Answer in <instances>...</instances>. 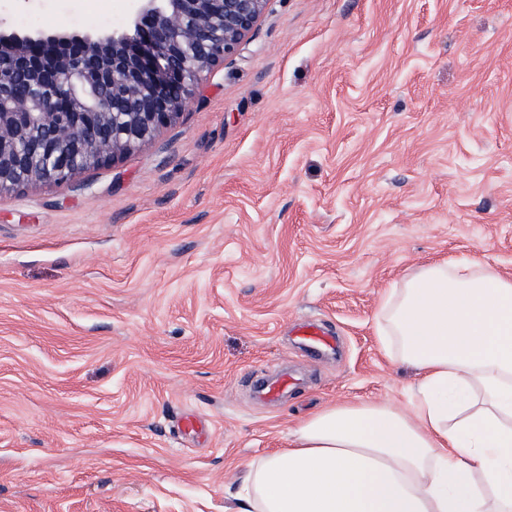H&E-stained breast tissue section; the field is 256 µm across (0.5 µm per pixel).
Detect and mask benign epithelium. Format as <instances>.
<instances>
[{
	"instance_id": "1",
	"label": "benign epithelium",
	"mask_w": 512,
	"mask_h": 512,
	"mask_svg": "<svg viewBox=\"0 0 512 512\" xmlns=\"http://www.w3.org/2000/svg\"><path fill=\"white\" fill-rule=\"evenodd\" d=\"M268 0H133L104 36L23 33L0 18V195L115 164L177 123Z\"/></svg>"
}]
</instances>
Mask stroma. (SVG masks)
<instances>
[{
  "label": "stroma",
  "mask_w": 512,
  "mask_h": 512,
  "mask_svg": "<svg viewBox=\"0 0 512 512\" xmlns=\"http://www.w3.org/2000/svg\"><path fill=\"white\" fill-rule=\"evenodd\" d=\"M130 5L0 17L101 34ZM474 257L512 277V0H269L177 124L0 196V512H238L310 414L408 406L376 315ZM280 366L296 385L256 398ZM298 333L303 337L304 343L314 350L330 348L334 342V336L329 333L319 324L307 322L302 324Z\"/></svg>",
  "instance_id": "1"
}]
</instances>
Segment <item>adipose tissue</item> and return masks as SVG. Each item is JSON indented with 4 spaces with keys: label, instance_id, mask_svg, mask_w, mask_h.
Masks as SVG:
<instances>
[{
    "label": "adipose tissue",
    "instance_id": "obj_1",
    "mask_svg": "<svg viewBox=\"0 0 512 512\" xmlns=\"http://www.w3.org/2000/svg\"><path fill=\"white\" fill-rule=\"evenodd\" d=\"M409 410L348 401L250 462L240 512H512V278L477 259L412 270L377 316Z\"/></svg>",
    "mask_w": 512,
    "mask_h": 512
}]
</instances>
